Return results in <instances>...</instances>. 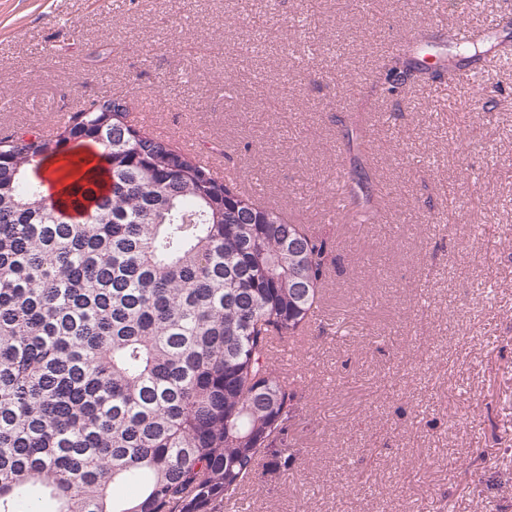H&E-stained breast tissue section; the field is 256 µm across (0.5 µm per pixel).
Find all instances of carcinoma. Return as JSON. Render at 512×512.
Returning a JSON list of instances; mask_svg holds the SVG:
<instances>
[{
  "label": "carcinoma",
  "mask_w": 512,
  "mask_h": 512,
  "mask_svg": "<svg viewBox=\"0 0 512 512\" xmlns=\"http://www.w3.org/2000/svg\"><path fill=\"white\" fill-rule=\"evenodd\" d=\"M448 75L480 60L448 34ZM433 44L385 65L394 92ZM94 144L109 190L82 222L47 158ZM356 213L368 174L348 175ZM330 242L255 204L108 92L52 135L0 137V512H218L264 458L288 469L296 392L269 345L318 309Z\"/></svg>",
  "instance_id": "1"
}]
</instances>
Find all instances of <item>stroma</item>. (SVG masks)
I'll return each mask as SVG.
<instances>
[{
	"instance_id": "stroma-1",
	"label": "stroma",
	"mask_w": 512,
	"mask_h": 512,
	"mask_svg": "<svg viewBox=\"0 0 512 512\" xmlns=\"http://www.w3.org/2000/svg\"><path fill=\"white\" fill-rule=\"evenodd\" d=\"M432 0H0V136L53 126L114 91L149 130L219 157L261 203L334 244L298 337L288 469L262 461L224 512H512V0H456L448 26L491 29L495 98L440 76L388 94L394 43L428 33ZM79 38H72L70 24ZM180 48L157 39L162 26ZM112 53L84 69L88 45ZM357 116L363 144L335 118ZM253 151H244V143ZM362 163L376 224L325 214L336 169Z\"/></svg>"
}]
</instances>
